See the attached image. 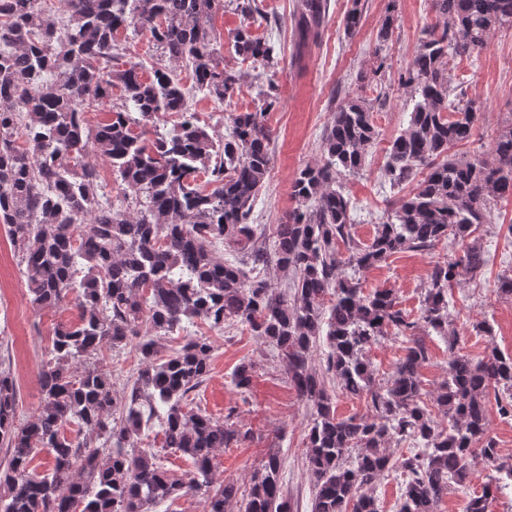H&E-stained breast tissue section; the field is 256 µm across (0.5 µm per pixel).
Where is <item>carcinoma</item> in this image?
I'll use <instances>...</instances> for the list:
<instances>
[{
    "instance_id": "1",
    "label": "carcinoma",
    "mask_w": 512,
    "mask_h": 512,
    "mask_svg": "<svg viewBox=\"0 0 512 512\" xmlns=\"http://www.w3.org/2000/svg\"><path fill=\"white\" fill-rule=\"evenodd\" d=\"M60 2L70 18L63 31L39 0H0V224L22 246L32 305L55 308L70 298L78 310L77 322L54 328L34 421L16 423L17 387L0 371V512H152L162 501L196 493L206 496V512H228L236 503L238 512H294L275 452L253 470L247 490L232 481L214 484L216 452L248 440L250 430L232 421L231 411L219 420L190 407L191 393L210 374L209 337L189 334L161 357L167 337L195 319L217 330L240 324L272 346L298 398L312 407L305 442L314 479L310 512H379L370 489L391 469L406 476L399 512H438L449 484L465 482L477 459L512 479V464L500 462L489 435L488 414L492 392L498 414L512 418V354L494 350L479 362L450 357L448 381L434 398L447 420L442 426L422 406L428 351L415 334L420 326L448 335L454 350L448 290L486 266L474 233L494 203L512 198V125L488 159L453 153L472 138L479 113L447 75L451 59L478 57L493 31L512 28V0H431L440 23L423 30L399 74L418 100L385 165L391 183L417 186L369 242L354 241L351 202L336 188V178L362 168L377 138L372 105L348 97L322 136V163L302 168L292 184L299 207L261 245L252 215L270 171L264 114L277 104L278 86L268 83L256 111L229 114L230 131L216 141L167 69L148 79L134 63L112 69L114 34L148 32L169 59L188 61L197 88L224 102L239 78L222 67L213 44L210 19L223 0ZM327 6L298 0L296 58L318 37ZM363 7L352 0L347 33L356 31ZM393 32L388 14L374 50L378 72ZM234 50L274 65L273 49L247 27L235 33ZM118 83L123 103L89 128L86 109L108 102ZM173 114L170 132L145 137L147 126ZM93 155L106 158L131 193L112 199ZM450 237L463 253L435 264L416 321L398 308L392 290L366 294L341 271V244L348 262L366 269ZM222 249L228 258L215 256ZM272 266L292 274L293 295L274 291ZM391 331L410 335V346L381 384L366 353ZM134 339L142 368L122 398L107 375L70 371L71 363ZM321 341L328 352L320 376L311 359ZM254 368L251 361L237 366V388L248 389ZM326 375L365 399L373 414L338 416ZM156 421L163 447L192 461L188 477L138 447L142 430ZM85 430L103 446L81 438ZM408 439L422 451L394 456L391 443ZM42 451L49 460L40 471L32 462ZM493 500L488 483L466 512H491Z\"/></svg>"
}]
</instances>
